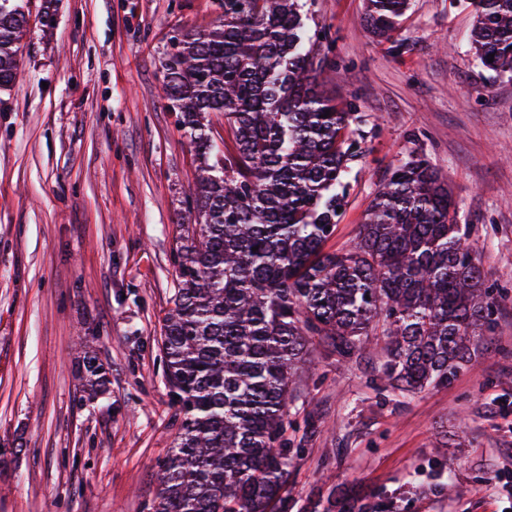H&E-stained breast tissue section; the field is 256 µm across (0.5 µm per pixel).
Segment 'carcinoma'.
<instances>
[{"label": "carcinoma", "mask_w": 512, "mask_h": 512, "mask_svg": "<svg viewBox=\"0 0 512 512\" xmlns=\"http://www.w3.org/2000/svg\"><path fill=\"white\" fill-rule=\"evenodd\" d=\"M482 65L512 72V0H472ZM224 18L171 41L163 93L193 146L185 244L164 318L163 374L178 406L152 512H292L289 386L313 338L345 362L379 335L380 378L401 392L446 387L495 327L497 299L447 181L417 156L392 167L354 245L326 252L361 153L351 113L319 88L298 0H220ZM409 0H367L389 37ZM27 18L0 0V88L18 77ZM493 62H488L489 55ZM330 115H325V111ZM224 115L235 149L211 135ZM95 394L109 368L81 339ZM412 499L331 486L301 512H409Z\"/></svg>", "instance_id": "obj_1"}]
</instances>
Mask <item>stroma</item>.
<instances>
[{"mask_svg": "<svg viewBox=\"0 0 512 512\" xmlns=\"http://www.w3.org/2000/svg\"><path fill=\"white\" fill-rule=\"evenodd\" d=\"M219 0H28L18 79L0 91V512H149L177 406L161 334L197 176L162 94L172 37L211 27ZM365 0H312L324 90L356 115L364 152L325 245L354 242L388 169L425 155L448 180L488 283L504 291L487 353L445 389H381L384 347L324 348L288 404L296 500L322 483L410 492L411 512H512V74L467 39L470 0H411L377 41ZM110 366L87 400L74 340ZM317 426L307 431V417ZM458 493H435L438 452Z\"/></svg>", "mask_w": 512, "mask_h": 512, "instance_id": "35a3bbf8", "label": "stroma"}]
</instances>
